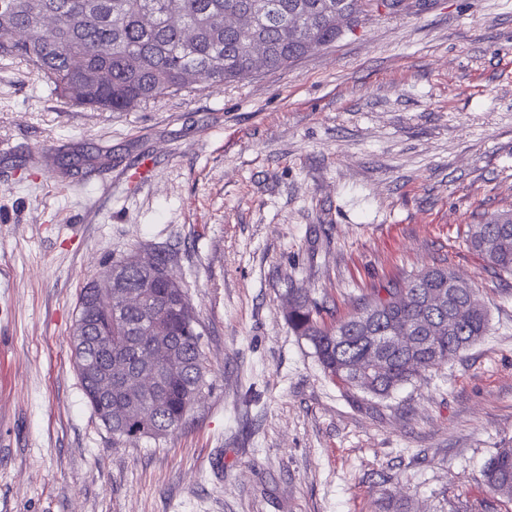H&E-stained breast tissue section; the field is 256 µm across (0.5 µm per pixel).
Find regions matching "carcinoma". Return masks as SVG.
Instances as JSON below:
<instances>
[{
    "mask_svg": "<svg viewBox=\"0 0 512 512\" xmlns=\"http://www.w3.org/2000/svg\"><path fill=\"white\" fill-rule=\"evenodd\" d=\"M252 0H0V58L20 59L40 72L59 95L75 106L101 111H129L159 97L195 85L218 87L251 74L246 45L264 42L269 69L287 66L306 53L304 44L321 46L341 31L332 22L336 9L347 12V27L358 22L365 8L395 9L400 0H267L262 21L248 27L226 28L224 17L248 12ZM49 15L54 26L40 29L37 17ZM108 52H102L103 47ZM80 59L82 69L73 66ZM195 79H186L188 73ZM103 73L104 80L88 74ZM468 247L494 274L512 276V212L485 224L470 226ZM118 271L112 292L137 291V306L90 311L86 323L89 377H80L88 402L110 393L117 376L115 361L125 367H147V350L154 337L151 319L158 318L172 333L166 360L175 375L152 396L134 389L112 410V435L125 440L159 439L178 427L205 388L209 368L202 332L190 300L176 307L179 291L143 272L122 256L112 261ZM448 295L443 311L426 306L429 295ZM475 289L453 271L435 267L403 283L377 290L358 302L349 317L327 326L320 322L323 306L303 288L288 289V325L313 347L325 373L340 384L378 397L426 376L486 335L489 315L470 304ZM465 308L460 321L453 311ZM395 331L414 336L408 348H387L381 338ZM384 357L377 373L374 362ZM149 404L155 428L141 427L139 413ZM488 488L512 499V441L501 446L485 465Z\"/></svg>",
    "mask_w": 512,
    "mask_h": 512,
    "instance_id": "cac0c4a2",
    "label": "carcinoma"
}]
</instances>
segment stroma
Wrapping results in <instances>:
<instances>
[{"instance_id":"stroma-1","label":"stroma","mask_w":512,"mask_h":512,"mask_svg":"<svg viewBox=\"0 0 512 512\" xmlns=\"http://www.w3.org/2000/svg\"><path fill=\"white\" fill-rule=\"evenodd\" d=\"M0 512H512L482 481L512 440V277L465 242L512 210V0H403L239 83L129 112L71 105L0 59ZM164 253L210 387L165 437L113 438L70 343L83 286ZM432 267L486 336L386 398L324 373L327 323Z\"/></svg>"}]
</instances>
